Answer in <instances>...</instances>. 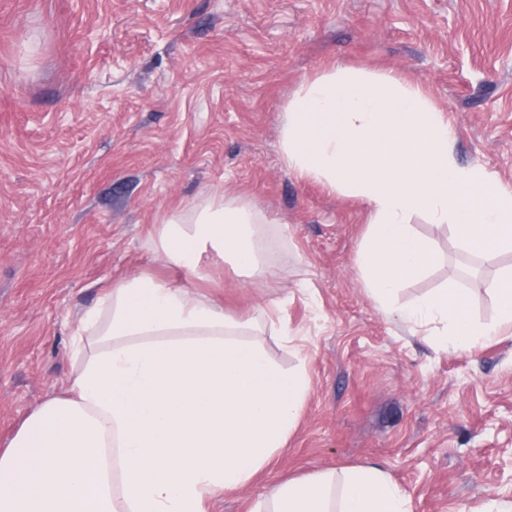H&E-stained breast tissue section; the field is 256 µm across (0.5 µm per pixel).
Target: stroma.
I'll use <instances>...</instances> for the list:
<instances>
[{"label": "stroma", "instance_id": "35a3bbf8", "mask_svg": "<svg viewBox=\"0 0 512 512\" xmlns=\"http://www.w3.org/2000/svg\"><path fill=\"white\" fill-rule=\"evenodd\" d=\"M390 71L445 109L453 152L512 188V0H0V448L73 370L70 332L108 280L143 270L162 217L216 191L270 223L273 273L250 283L208 255L198 291L261 321L310 389L285 448L207 512H249L265 486L381 467L409 512L512 502V340L442 351L368 295L357 257L367 207L290 173L282 109L300 82ZM436 260L401 300L454 288L493 322L489 280L454 232L409 219ZM307 288H300V281ZM281 304L284 347L264 321Z\"/></svg>", "mask_w": 512, "mask_h": 512}]
</instances>
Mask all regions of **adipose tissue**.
<instances>
[{"mask_svg":"<svg viewBox=\"0 0 512 512\" xmlns=\"http://www.w3.org/2000/svg\"><path fill=\"white\" fill-rule=\"evenodd\" d=\"M281 134L289 172L367 203L357 263L381 310L415 328L437 325L444 350L512 330V274L492 284V324L444 288L398 300L435 258L411 213L451 226L484 261L512 249V189L457 164L448 121L419 87L390 72L332 69L299 84ZM265 222L254 205L217 193L168 213L152 249L195 278L210 252L255 282L273 268ZM70 353L67 396L45 400L0 449V512H207L285 447L309 390L305 366L274 363L252 320L147 271L103 284L72 329ZM254 512L408 507L371 465L271 484Z\"/></svg>","mask_w":512,"mask_h":512,"instance_id":"adipose-tissue-1","label":"adipose tissue"}]
</instances>
